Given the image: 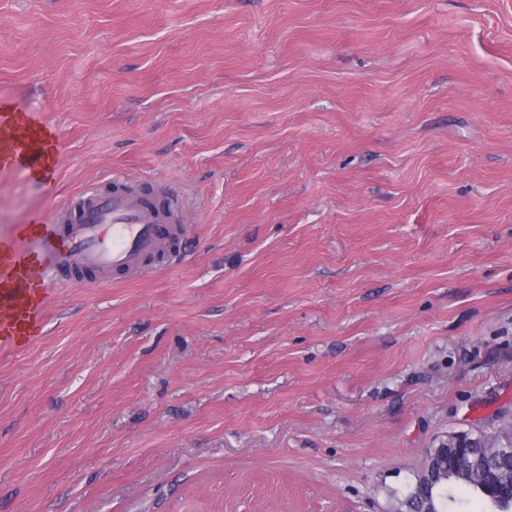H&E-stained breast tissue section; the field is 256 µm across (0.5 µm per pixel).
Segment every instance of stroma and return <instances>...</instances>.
Wrapping results in <instances>:
<instances>
[{"instance_id": "stroma-1", "label": "stroma", "mask_w": 512, "mask_h": 512, "mask_svg": "<svg viewBox=\"0 0 512 512\" xmlns=\"http://www.w3.org/2000/svg\"><path fill=\"white\" fill-rule=\"evenodd\" d=\"M55 197L148 174L182 259L0 349V512H388L512 413V0H0ZM421 468L412 470L405 481L397 488L390 490L391 495L395 494L404 502L405 510L409 507H413L412 503L415 502L417 482L421 478ZM403 510V511H405ZM398 506L395 509L389 510L388 512H403Z\"/></svg>"}]
</instances>
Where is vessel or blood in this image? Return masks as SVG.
<instances>
[{"label": "vessel or blood", "mask_w": 512, "mask_h": 512, "mask_svg": "<svg viewBox=\"0 0 512 512\" xmlns=\"http://www.w3.org/2000/svg\"><path fill=\"white\" fill-rule=\"evenodd\" d=\"M59 135L23 112L0 113V166L51 192ZM186 231L185 212L166 183L117 179L86 189L43 219L0 236V347L20 349L43 336L46 305L58 289L109 282L172 262Z\"/></svg>", "instance_id": "1"}]
</instances>
